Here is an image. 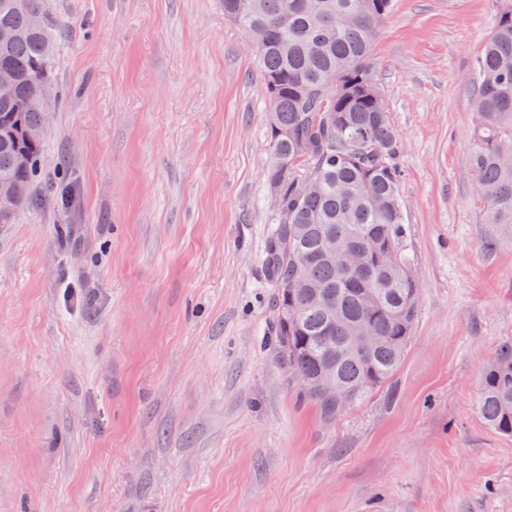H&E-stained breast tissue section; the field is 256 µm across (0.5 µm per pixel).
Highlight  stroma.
I'll return each instance as SVG.
<instances>
[{
	"label": "stroma",
	"mask_w": 512,
	"mask_h": 512,
	"mask_svg": "<svg viewBox=\"0 0 512 512\" xmlns=\"http://www.w3.org/2000/svg\"><path fill=\"white\" fill-rule=\"evenodd\" d=\"M510 5L395 0L380 26L419 317L391 381L327 421L264 343L248 34L222 0H47L40 175L0 224V512H512V436L475 408L512 340V239L477 201L466 81Z\"/></svg>",
	"instance_id": "stroma-1"
}]
</instances>
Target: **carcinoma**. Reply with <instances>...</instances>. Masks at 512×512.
<instances>
[{
    "label": "carcinoma",
    "mask_w": 512,
    "mask_h": 512,
    "mask_svg": "<svg viewBox=\"0 0 512 512\" xmlns=\"http://www.w3.org/2000/svg\"><path fill=\"white\" fill-rule=\"evenodd\" d=\"M394 0H224V14L255 44L264 77L270 154L266 180L279 182L275 225L265 243L266 276L278 313L269 340L300 383V398L327 419L387 384L412 341L419 284L400 194L402 151L372 78L374 36ZM40 0H0V26L17 38L0 49L16 71L13 98L0 101V177L18 204L0 209L12 224L40 172L42 142L26 131L44 120L36 82L50 75L59 25H30ZM477 117L472 175L486 223L512 238V7L500 13L468 77ZM23 156L26 163L18 164ZM310 180L317 189L299 192ZM347 250L366 267L348 270ZM366 328L379 343L355 336ZM343 390L344 404L336 398ZM476 409L512 436V341L483 368Z\"/></svg>",
    "instance_id": "cac0c4a2"
}]
</instances>
